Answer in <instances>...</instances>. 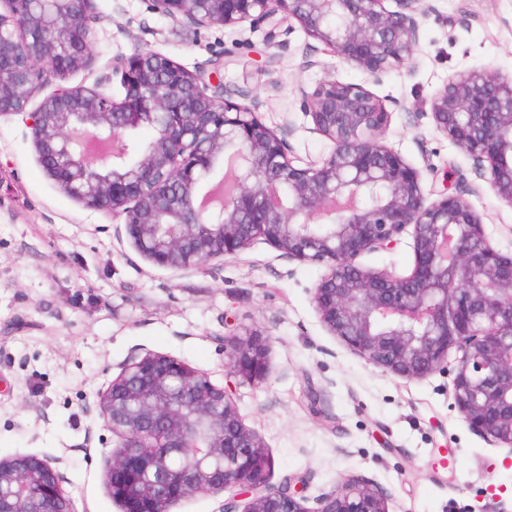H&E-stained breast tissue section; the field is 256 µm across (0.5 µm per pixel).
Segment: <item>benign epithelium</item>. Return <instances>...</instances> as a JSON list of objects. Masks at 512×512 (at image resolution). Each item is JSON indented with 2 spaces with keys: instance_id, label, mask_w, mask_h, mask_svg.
Returning <instances> with one entry per match:
<instances>
[{
  "instance_id": "1",
  "label": "benign epithelium",
  "mask_w": 512,
  "mask_h": 512,
  "mask_svg": "<svg viewBox=\"0 0 512 512\" xmlns=\"http://www.w3.org/2000/svg\"><path fill=\"white\" fill-rule=\"evenodd\" d=\"M187 32L221 26L290 33L289 22L375 82L409 61L425 0H148ZM0 117L31 129L48 175L84 207L124 216L140 255L172 270L200 269L258 239L290 260L326 269L313 304L326 331L368 363L406 380L448 372L469 427L512 454V254L487 239L462 193L430 200L422 173L382 142L380 97L326 75L301 91L313 131L333 144L299 165L287 134L268 126L249 95L219 69L190 71L136 46L107 83L55 80L92 66L97 0H0ZM434 126L473 159L512 205V77L460 72L431 99ZM153 139L131 149L142 126ZM410 234L414 267L397 277L359 257ZM270 340L235 327L224 335L223 386L186 362L146 351L129 358L95 404L118 440L104 480L121 512H171L196 494L230 496L224 512H388V492L345 479L308 509L302 476L274 487L262 437L247 427L235 380L271 371ZM59 467L33 454L0 458V512H73Z\"/></svg>"
}]
</instances>
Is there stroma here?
I'll return each instance as SVG.
<instances>
[{
	"mask_svg": "<svg viewBox=\"0 0 512 512\" xmlns=\"http://www.w3.org/2000/svg\"><path fill=\"white\" fill-rule=\"evenodd\" d=\"M412 62L381 82L337 57L311 53L300 28L219 26L176 31L147 0H97L96 59L66 86L93 85L135 44L195 71L224 66V80L254 98L302 160L332 149L303 114L302 90L325 74L360 84L390 114L383 141L422 173V189L463 191L497 250L512 252V206L476 178L467 152L440 135L430 100L448 78L489 66L512 76V0H427ZM120 215L84 208L40 165L21 117L0 119V458L61 459L75 512H120L103 479L116 446L95 411L97 393L141 350L168 354L224 384V322L269 335L272 372L236 398L270 461L269 482L308 479V508L340 478L386 489L390 512H512V453L471 430L450 375L394 376L351 353L321 325L313 290L324 267L289 260L256 240L198 270L141 257L115 230ZM363 267L398 277L414 265L412 238L364 254Z\"/></svg>",
	"mask_w": 512,
	"mask_h": 512,
	"instance_id": "1",
	"label": "stroma"
}]
</instances>
